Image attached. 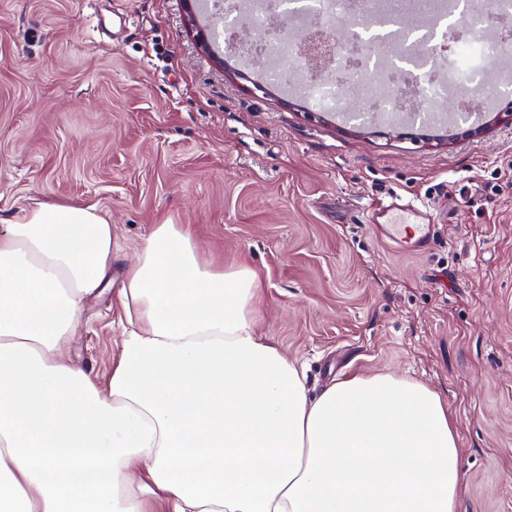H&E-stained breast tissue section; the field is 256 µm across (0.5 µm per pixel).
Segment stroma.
<instances>
[{"label": "stroma", "mask_w": 512, "mask_h": 512, "mask_svg": "<svg viewBox=\"0 0 512 512\" xmlns=\"http://www.w3.org/2000/svg\"><path fill=\"white\" fill-rule=\"evenodd\" d=\"M127 15L118 35L90 16ZM182 0H0V225L35 200L95 205L119 243L71 358L107 383L122 334L117 291L151 225H190L202 251L258 270V328L318 392L354 373L408 375L458 420L459 512H512V61L485 59L483 133L426 140L311 102L303 83L261 92L286 57L214 61ZM434 211L426 254L361 221L390 195ZM194 0H183V8L185 10V16L187 21V28L189 34L193 36L198 45L204 49L208 48V40L206 32L199 26L197 6Z\"/></svg>", "instance_id": "1"}]
</instances>
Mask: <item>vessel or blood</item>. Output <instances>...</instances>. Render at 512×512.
I'll use <instances>...</instances> for the list:
<instances>
[{"mask_svg":"<svg viewBox=\"0 0 512 512\" xmlns=\"http://www.w3.org/2000/svg\"><path fill=\"white\" fill-rule=\"evenodd\" d=\"M363 220L381 241L405 252L429 250L434 242V216L425 204L395 196L368 208Z\"/></svg>","mask_w":512,"mask_h":512,"instance_id":"vessel-or-blood-1","label":"vessel or blood"}]
</instances>
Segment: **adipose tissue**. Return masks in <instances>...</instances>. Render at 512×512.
<instances>
[{
    "label": "adipose tissue",
    "mask_w": 512,
    "mask_h": 512,
    "mask_svg": "<svg viewBox=\"0 0 512 512\" xmlns=\"http://www.w3.org/2000/svg\"><path fill=\"white\" fill-rule=\"evenodd\" d=\"M116 244L92 205L0 225V512H456L442 396L393 373L310 394L257 329L256 270L155 224L126 268L107 384L68 355Z\"/></svg>",
    "instance_id": "obj_1"
}]
</instances>
